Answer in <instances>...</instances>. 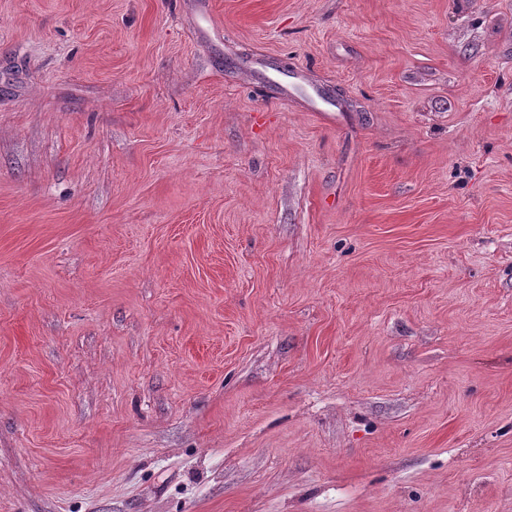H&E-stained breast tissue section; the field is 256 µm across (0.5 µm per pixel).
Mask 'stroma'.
<instances>
[{"label":"stroma","instance_id":"35a3bbf8","mask_svg":"<svg viewBox=\"0 0 512 512\" xmlns=\"http://www.w3.org/2000/svg\"><path fill=\"white\" fill-rule=\"evenodd\" d=\"M0 512H512V0H0Z\"/></svg>","mask_w":512,"mask_h":512}]
</instances>
